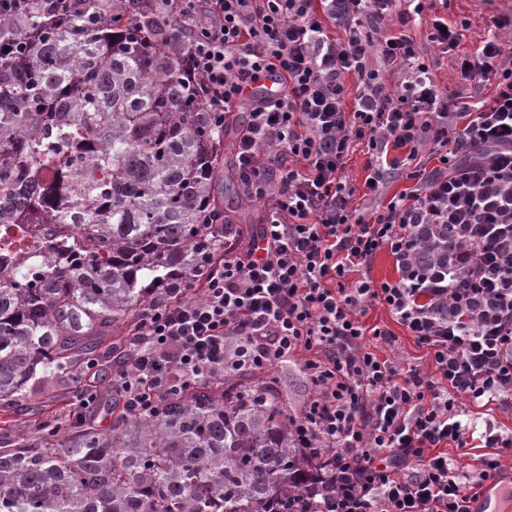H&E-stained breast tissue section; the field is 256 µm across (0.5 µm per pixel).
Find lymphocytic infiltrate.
I'll list each match as a JSON object with an SVG mask.
<instances>
[{"label":"lymphocytic infiltrate","mask_w":512,"mask_h":512,"mask_svg":"<svg viewBox=\"0 0 512 512\" xmlns=\"http://www.w3.org/2000/svg\"><path fill=\"white\" fill-rule=\"evenodd\" d=\"M426 2L143 0L148 21L188 33L186 82L211 123L247 109L236 169L265 215L146 304L112 392L154 416L171 394L304 355L313 394L289 421L334 466L323 512H473L512 457V437L490 430L473 468L444 451L467 447L471 408L512 404V55L493 31L459 52L462 29L434 17L428 41L465 79L496 83L491 101L458 103L409 34ZM358 142L372 200L359 208L346 176ZM425 152L439 161L427 173L414 166ZM403 170L413 187L385 197ZM431 224L452 233L448 263L421 268L413 254ZM382 248L399 276L377 284L360 271ZM376 303L429 349L432 372L372 350L388 336L362 322Z\"/></svg>","instance_id":"1"}]
</instances>
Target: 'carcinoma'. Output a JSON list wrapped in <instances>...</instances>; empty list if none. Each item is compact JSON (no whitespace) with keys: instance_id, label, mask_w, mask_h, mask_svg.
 Here are the masks:
<instances>
[{"instance_id":"1","label":"carcinoma","mask_w":512,"mask_h":512,"mask_svg":"<svg viewBox=\"0 0 512 512\" xmlns=\"http://www.w3.org/2000/svg\"><path fill=\"white\" fill-rule=\"evenodd\" d=\"M32 0L0 20V407L24 419L54 384L114 354L150 294L197 270L224 200L225 131L186 87V41L144 48L108 0L91 28ZM418 258L448 260V225ZM270 373L200 383L110 429L42 418L0 433V512H311L327 469L301 448Z\"/></svg>"}]
</instances>
